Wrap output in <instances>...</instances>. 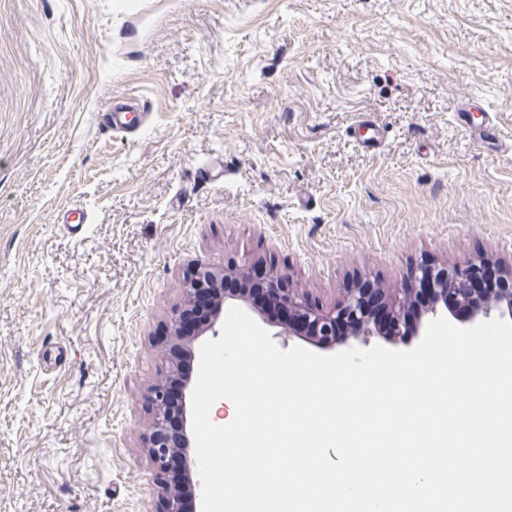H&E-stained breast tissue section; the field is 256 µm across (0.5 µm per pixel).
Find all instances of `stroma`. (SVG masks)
Masks as SVG:
<instances>
[{"instance_id":"obj_1","label":"stroma","mask_w":512,"mask_h":512,"mask_svg":"<svg viewBox=\"0 0 512 512\" xmlns=\"http://www.w3.org/2000/svg\"><path fill=\"white\" fill-rule=\"evenodd\" d=\"M480 254L512 264V0H0V512H161L146 398L195 263L330 306ZM140 105L144 109V103L118 99L112 101L107 112L101 114V124L110 133L126 134L131 126L129 115L140 111Z\"/></svg>"}]
</instances>
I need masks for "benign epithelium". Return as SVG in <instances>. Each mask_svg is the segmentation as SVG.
<instances>
[{
	"label": "benign epithelium",
	"mask_w": 512,
	"mask_h": 512,
	"mask_svg": "<svg viewBox=\"0 0 512 512\" xmlns=\"http://www.w3.org/2000/svg\"><path fill=\"white\" fill-rule=\"evenodd\" d=\"M484 260L482 256L451 267L446 264L419 267L414 272V282L419 283L422 276H427L426 282L434 297L419 314L418 323L410 330L405 329L402 315L413 304L417 289L409 282L400 288H386L370 279L360 280L355 286L343 289L341 300L327 307L312 302L306 289L286 284L274 265L264 259L259 258L248 265L230 263L224 266L221 273L198 263L192 267L185 280L184 304L200 303L209 310L210 318L201 329L187 333L181 326L182 310H177L171 318L170 336L163 340L166 346L164 354L172 353L184 344H191L206 333L214 338L220 336L224 322V303L228 300L247 301V293H226L222 288L213 289L207 297L199 296L198 284L204 278L219 283L226 278L247 280L259 277L261 290L268 300L288 310V321L280 324L281 332L288 336H300L305 332V326L312 325L316 330L315 338L321 345L345 343L349 340L365 343L374 336H385L386 329L381 315L377 313L379 308L393 318L394 327L388 337L390 341L402 336H419L431 320L441 316H449L461 324L494 318L512 319V290L505 295L490 296L483 300L474 296L471 285ZM450 280L454 282L456 292L455 306L452 308L448 307ZM177 372L176 364L168 362L165 375L151 387V424L145 439L148 457L158 472L166 512H182L181 499L185 492L200 496V488L193 482L197 461L191 454V396L195 381L189 377L182 380L180 447H170L166 437L169 412L165 383Z\"/></svg>",
	"instance_id": "1"
}]
</instances>
